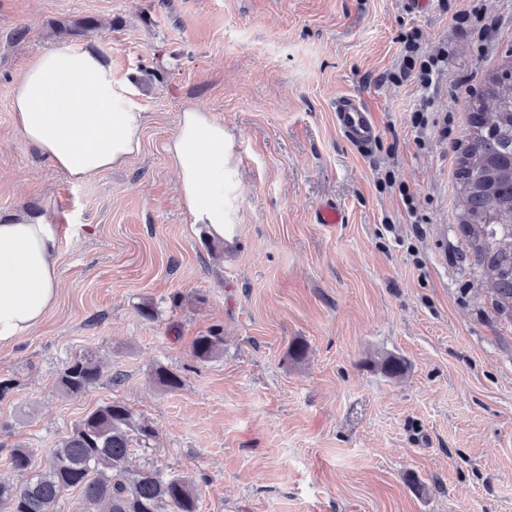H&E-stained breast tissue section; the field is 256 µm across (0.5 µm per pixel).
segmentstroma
<instances>
[{
	"mask_svg": "<svg viewBox=\"0 0 512 512\" xmlns=\"http://www.w3.org/2000/svg\"><path fill=\"white\" fill-rule=\"evenodd\" d=\"M88 18L101 31L61 35ZM415 30L419 59L446 57L428 89L403 70ZM63 45L136 79L144 116L141 154L80 185L10 108L29 59ZM511 51L512 0H0V216L54 211L61 280L45 321L0 347V477L13 449L44 465L118 399L156 426L154 466L195 479L198 512H512V319L471 261L455 181L468 103ZM345 94L375 115L369 152L336 129ZM189 107L234 137L230 243L192 224L164 150ZM327 201L342 223H315ZM213 329L224 353L198 361ZM87 350L103 376L66 397L58 375ZM388 355L402 378L374 368ZM158 365L180 389L152 382Z\"/></svg>",
	"mask_w": 512,
	"mask_h": 512,
	"instance_id": "stroma-1",
	"label": "stroma"
}]
</instances>
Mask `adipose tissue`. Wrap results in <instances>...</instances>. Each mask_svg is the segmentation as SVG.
Listing matches in <instances>:
<instances>
[{"mask_svg":"<svg viewBox=\"0 0 512 512\" xmlns=\"http://www.w3.org/2000/svg\"><path fill=\"white\" fill-rule=\"evenodd\" d=\"M13 121L35 148L74 183L127 165L142 150L143 114L133 80L119 79L94 51L56 47L34 56L10 87ZM233 142L210 112L188 108L165 150L193 223L224 239V181ZM58 231L52 211L0 221V346L29 335L58 298Z\"/></svg>","mask_w":512,"mask_h":512,"instance_id":"1","label":"adipose tissue"}]
</instances>
